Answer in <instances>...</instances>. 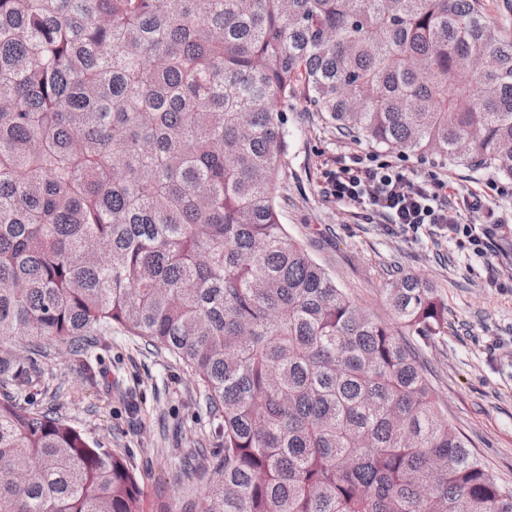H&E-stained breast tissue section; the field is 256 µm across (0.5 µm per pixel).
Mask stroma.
<instances>
[{
	"mask_svg": "<svg viewBox=\"0 0 512 512\" xmlns=\"http://www.w3.org/2000/svg\"><path fill=\"white\" fill-rule=\"evenodd\" d=\"M277 204L280 222L350 299L394 335L421 351L438 403L498 482L512 488V245L475 250L464 235L434 224L405 228L377 211L354 209L329 190V177L365 141L339 134L303 99L288 103ZM376 153V152H373ZM412 179L447 176L454 206L475 192L496 217L512 220V179L490 169L455 166L437 156L376 153ZM428 281L448 305V331L431 342L396 320L383 286L396 269ZM28 408H52L87 437L126 459L142 487L143 512H183L207 487L182 460L215 448L217 422L198 377L168 353L148 351L140 337L112 328L91 345L42 340Z\"/></svg>",
	"mask_w": 512,
	"mask_h": 512,
	"instance_id": "1",
	"label": "stroma"
}]
</instances>
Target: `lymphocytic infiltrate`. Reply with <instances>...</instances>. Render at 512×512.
Here are the masks:
<instances>
[{
  "label": "lymphocytic infiltrate",
  "mask_w": 512,
  "mask_h": 512,
  "mask_svg": "<svg viewBox=\"0 0 512 512\" xmlns=\"http://www.w3.org/2000/svg\"><path fill=\"white\" fill-rule=\"evenodd\" d=\"M330 183L338 200L382 212L390 223L404 227L437 224L448 232L469 235L483 253L497 246L498 223L485 224L479 231L461 224L457 212L448 205L445 180L415 181L400 166L356 154L337 169Z\"/></svg>",
  "instance_id": "f902f5d3"
}]
</instances>
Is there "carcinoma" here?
<instances>
[{
  "mask_svg": "<svg viewBox=\"0 0 512 512\" xmlns=\"http://www.w3.org/2000/svg\"><path fill=\"white\" fill-rule=\"evenodd\" d=\"M512 177V38L479 0H0V345L119 326L199 377L194 512H512L415 354L280 223L284 112ZM426 341L448 304L384 288ZM0 512H141L120 455L17 402Z\"/></svg>",
  "mask_w": 512,
  "mask_h": 512,
  "instance_id": "carcinoma-1",
  "label": "carcinoma"
}]
</instances>
